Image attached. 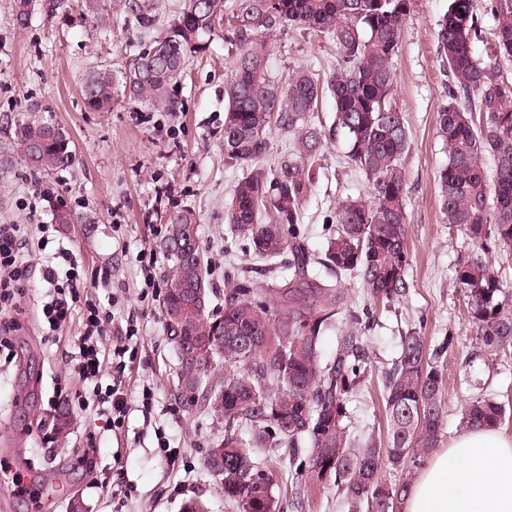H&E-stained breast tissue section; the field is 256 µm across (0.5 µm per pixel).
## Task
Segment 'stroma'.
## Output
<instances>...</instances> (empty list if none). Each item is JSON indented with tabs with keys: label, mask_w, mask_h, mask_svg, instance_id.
I'll list each match as a JSON object with an SVG mask.
<instances>
[{
	"label": "stroma",
	"mask_w": 512,
	"mask_h": 512,
	"mask_svg": "<svg viewBox=\"0 0 512 512\" xmlns=\"http://www.w3.org/2000/svg\"><path fill=\"white\" fill-rule=\"evenodd\" d=\"M166 11L152 33L128 21L115 0H101L100 16L87 15L81 0L55 18L35 14L28 27L14 21V0H0V141L9 140L32 105L69 132L76 152L72 167L47 174L32 172L21 157L0 171V225L24 224L23 254L43 266L59 251L72 250L79 294L72 318L55 333L42 323L45 282L34 273L19 300L12 334L13 357L0 362V465L24 468L41 487L64 484L54 500L9 494L0 512H185L187 502L203 512H238L224 498L219 480L205 464L209 448L224 435V420L175 403L178 359L162 316L163 290L143 297L137 255L158 250L166 234L164 218L191 209L197 220L201 254L211 269L212 301H224L228 278L243 279L244 247L224 222L231 188L241 166L224 162V86L232 70V48L225 22L216 20L207 49L190 57L172 95L177 112L152 110L116 96L111 111L89 110L81 85L92 70L127 67L152 37L160 36L181 0H165ZM448 0H413L394 59L393 99L409 133L402 159L407 178L406 226L408 295L387 307L372 299L361 280L344 279L345 300L335 327L322 341L333 359L337 338L352 317L369 316L368 350L373 371L361 381L349 404L352 436L385 432L382 371L395 359L400 338L425 321L430 346L453 344L439 357L445 413L439 448H447L462 428L461 414L473 399L494 395L512 405V350L494 355L476 339L466 299L454 270L470 246L448 227L439 202L437 170L446 160L436 134L437 107L448 94V73L436 52L438 22ZM269 70L287 76L311 68L326 74L335 65V44L299 30L273 33ZM303 225L309 247L326 242L325 218L337 200L369 193L365 174L347 164L341 144L323 148L305 176ZM66 202L87 224H60L49 235L39 225L52 222L53 209ZM56 264V263H55ZM100 302L114 322L110 333L133 326L134 355L125 369L130 412L111 430L98 409L92 382L66 375L82 329L83 298ZM66 376L82 402L69 407L66 439L55 434L57 410L51 403L58 376ZM150 403H143V393ZM273 480L283 512H349L333 478L303 475L310 492L302 510L292 505L296 481L288 459L258 455Z\"/></svg>",
	"instance_id": "stroma-1"
}]
</instances>
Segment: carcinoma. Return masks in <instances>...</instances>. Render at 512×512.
I'll return each mask as SVG.
<instances>
[{
    "label": "carcinoma",
    "instance_id": "carcinoma-1",
    "mask_svg": "<svg viewBox=\"0 0 512 512\" xmlns=\"http://www.w3.org/2000/svg\"><path fill=\"white\" fill-rule=\"evenodd\" d=\"M68 0H15L17 26H28L33 11L52 17ZM119 10L140 28L155 26L162 0H118ZM412 0H232L228 22L234 48V73L224 89V158L246 168L232 188L225 221L245 242L250 265L270 273L265 281L237 282L224 292V305L211 308L209 280L198 239L193 256L179 258L162 243L172 261L165 275L163 312L178 306L185 289L204 285V308L191 323L165 322L177 351V374L184 382L178 400L200 412L224 416V465L206 466L220 480L224 498L242 512L278 508L273 482L247 447L288 449L296 475L322 477L319 465L334 456L330 475L350 512H393L408 484L377 495L386 463L418 467L440 438L444 380L435 365L452 344L447 338L432 350L421 331L402 337L398 357L384 371L387 436L351 440L345 424L350 394L371 370L366 327L354 320L339 336L336 355L322 359V334L333 326L344 300L342 282L357 276L373 299L384 305L409 290L406 245L407 181L402 159L409 135L392 105L393 58ZM496 41L481 61L474 52L478 36L475 0H449L439 21L437 53L448 70V97L437 107V133L447 154L438 171L439 201L448 224L460 228L471 250L459 261L455 277L466 298L479 344L489 352L512 348V305L490 255L512 250V82L501 79L493 60L512 57V0H487ZM224 12V0H182L167 30L153 39L128 67L89 72L82 83L88 108L108 112L121 90L133 102L165 112L179 111L170 89L181 80L188 56L205 49V39ZM300 29L327 36L337 49L336 65L326 76L297 70L281 80L267 67L266 36ZM335 116L325 128L311 122L324 94ZM485 115L478 126L472 111ZM34 107L0 144V163L18 153L37 173L69 168L76 161L69 133L45 121ZM277 126L293 136L286 158L267 161L268 131ZM343 141L348 164L363 171L370 196L346 197L326 217L327 242L312 251L301 230L305 173L323 146ZM494 161L488 179L486 160ZM167 237L197 224L192 211L167 217ZM288 255V274L277 273ZM220 317L224 335L209 334ZM268 332L249 347L246 334ZM506 406L492 396L472 400L462 413L463 428L498 425ZM249 429V442L242 430Z\"/></svg>",
    "mask_w": 512,
    "mask_h": 512
}]
</instances>
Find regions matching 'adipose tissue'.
I'll return each instance as SVG.
<instances>
[{"label": "adipose tissue", "instance_id": "adipose-tissue-1", "mask_svg": "<svg viewBox=\"0 0 512 512\" xmlns=\"http://www.w3.org/2000/svg\"><path fill=\"white\" fill-rule=\"evenodd\" d=\"M404 512H512V436L470 429L431 455L404 498Z\"/></svg>", "mask_w": 512, "mask_h": 512}]
</instances>
